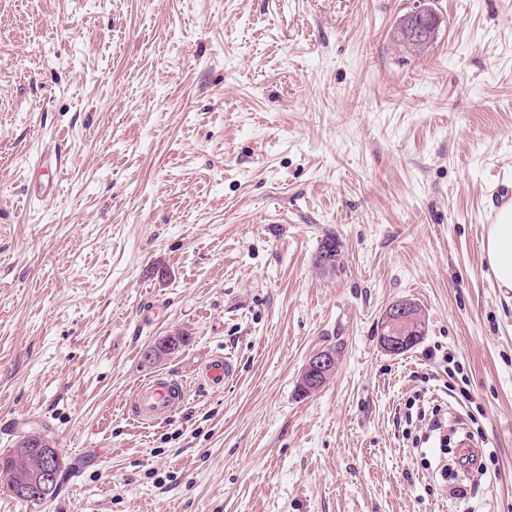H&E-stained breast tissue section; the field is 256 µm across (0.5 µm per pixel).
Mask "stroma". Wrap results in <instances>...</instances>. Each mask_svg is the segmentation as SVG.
<instances>
[{
	"label": "stroma",
	"mask_w": 512,
	"mask_h": 512,
	"mask_svg": "<svg viewBox=\"0 0 512 512\" xmlns=\"http://www.w3.org/2000/svg\"><path fill=\"white\" fill-rule=\"evenodd\" d=\"M406 7L0 0V453L40 432L64 462L54 499L0 512H512V300L481 222L512 177V0H438L404 60ZM41 151L67 165L29 206ZM401 299L426 332L395 356ZM217 353L237 372L207 389ZM160 373L185 406L141 423ZM437 407L492 453L476 497L413 445ZM425 332L423 311L412 300L403 299L392 303L385 310L377 334L378 341L386 352L400 355L413 348L416 338L424 336ZM331 350L317 349L304 365L300 381L302 385L309 386L310 393L320 390L335 373L336 351L334 348ZM302 385L298 383L299 391L303 395L310 394ZM186 399V390L171 374L159 375L137 389L129 409L141 420H166L181 410Z\"/></svg>",
	"instance_id": "stroma-1"
}]
</instances>
